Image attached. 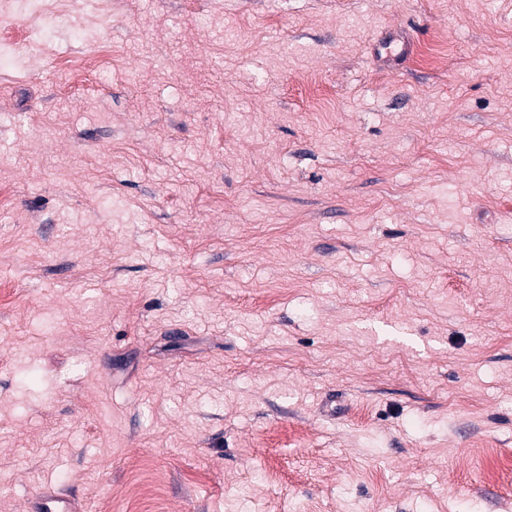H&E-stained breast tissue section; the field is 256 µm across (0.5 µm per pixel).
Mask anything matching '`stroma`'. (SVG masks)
Masks as SVG:
<instances>
[{"label":"stroma","mask_w":512,"mask_h":512,"mask_svg":"<svg viewBox=\"0 0 512 512\" xmlns=\"http://www.w3.org/2000/svg\"><path fill=\"white\" fill-rule=\"evenodd\" d=\"M43 4L0 5V512H512V0Z\"/></svg>","instance_id":"obj_1"}]
</instances>
